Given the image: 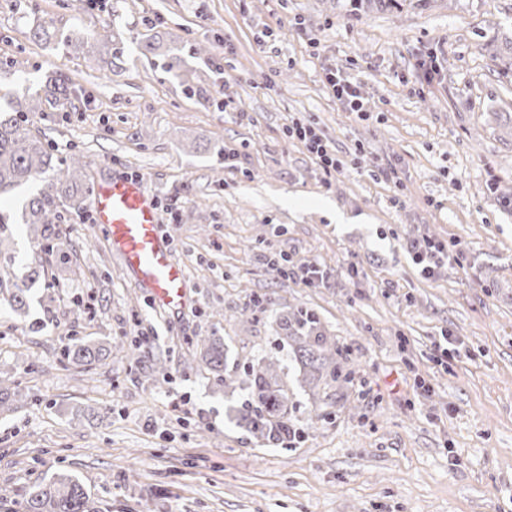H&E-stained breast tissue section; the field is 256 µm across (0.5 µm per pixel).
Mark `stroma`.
Instances as JSON below:
<instances>
[{"label": "stroma", "instance_id": "1", "mask_svg": "<svg viewBox=\"0 0 512 512\" xmlns=\"http://www.w3.org/2000/svg\"><path fill=\"white\" fill-rule=\"evenodd\" d=\"M112 43L100 69L74 47L34 40L35 26ZM269 29V47L255 35ZM161 39L183 60L172 78L144 49ZM512 0H398L353 11L350 0H104L78 13L61 0H0V96L63 74L80 99L36 113L59 154L77 152L90 180L119 171L175 198L163 228L185 268L180 317L155 307L91 224V205L63 210L59 254L9 225L6 266L35 263L29 315L0 307V512H22L34 483L67 469L103 512H512ZM444 57L426 81L420 62ZM342 67L371 117L332 96ZM233 111L221 109V101ZM313 120L354 166L324 188L322 171L289 139ZM238 151L236 167L224 165ZM392 161L401 188L379 177ZM456 239L470 270L424 275L423 238ZM316 262L323 285L278 277ZM356 273H348V266ZM312 312L351 353L365 388L302 382L281 314ZM216 336V375L189 341ZM458 359L440 364L438 345ZM112 353L89 368L64 345ZM284 367L296 437L279 445L225 422L255 359ZM90 405L94 419L77 415Z\"/></svg>", "mask_w": 512, "mask_h": 512}]
</instances>
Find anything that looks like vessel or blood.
<instances>
[{
	"label": "vessel or blood",
	"instance_id": "obj_1",
	"mask_svg": "<svg viewBox=\"0 0 512 512\" xmlns=\"http://www.w3.org/2000/svg\"><path fill=\"white\" fill-rule=\"evenodd\" d=\"M91 203L96 224L107 232L135 286L160 308L181 313L188 299L187 276L162 231L157 199L145 181L124 174L100 179Z\"/></svg>",
	"mask_w": 512,
	"mask_h": 512
}]
</instances>
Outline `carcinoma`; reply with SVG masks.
I'll use <instances>...</instances> for the list:
<instances>
[{
	"instance_id": "obj_1",
	"label": "carcinoma",
	"mask_w": 512,
	"mask_h": 512,
	"mask_svg": "<svg viewBox=\"0 0 512 512\" xmlns=\"http://www.w3.org/2000/svg\"><path fill=\"white\" fill-rule=\"evenodd\" d=\"M87 60L99 62L112 55V48L102 51L93 36L77 39ZM73 92L66 77L51 79L40 89L20 100H7L8 109L0 108V198L12 195L24 185L40 183L42 188L29 199L22 211L31 239L37 247L58 235L60 209L78 210L89 192L85 183L84 156L73 153L60 157L53 153L30 115L44 111L45 104H55ZM40 278L33 270L29 281L15 282L0 270V305L20 316L28 315L29 284ZM285 339L296 346L304 381L314 387L332 382H347L342 360L347 352L320 331L316 317L303 309L283 316L279 322ZM207 367L224 370V342L219 338L200 337L191 341ZM106 356L102 345L80 343L67 345L63 357L70 365L90 366ZM240 390L238 405L225 409V420L245 426L256 437L280 444L296 436L289 411L288 391L281 375L280 362L263 357L252 364ZM23 512H101L100 505L73 474L59 471L32 485L25 493Z\"/></svg>"
}]
</instances>
